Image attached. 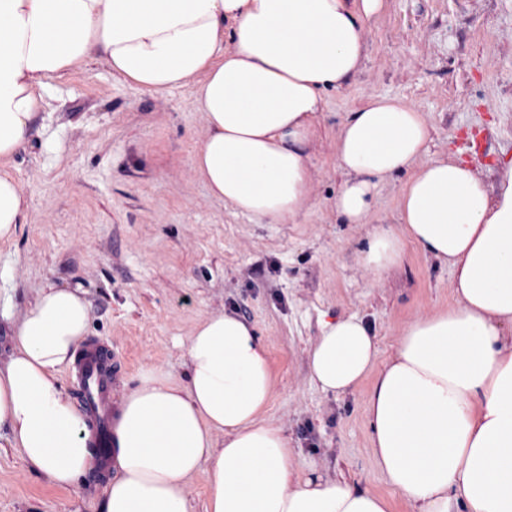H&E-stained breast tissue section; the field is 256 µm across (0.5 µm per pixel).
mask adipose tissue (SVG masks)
Instances as JSON below:
<instances>
[{
	"mask_svg": "<svg viewBox=\"0 0 512 512\" xmlns=\"http://www.w3.org/2000/svg\"><path fill=\"white\" fill-rule=\"evenodd\" d=\"M383 2L0 0V242L29 215L9 165L47 79L92 59L146 91L189 87L207 125L191 165L211 194L268 224L293 221L309 202L322 92L364 70V29ZM431 135L402 99L366 98L336 133L343 181L330 207L368 223L378 186L401 180L398 224L372 237L364 260L387 270L413 242L451 268L453 303L409 324L384 361L362 319L323 321L309 367L335 396L370 381L374 462L412 512H512V158L489 187L463 160L429 158ZM90 318L77 290L46 285L0 365V431L60 488L98 464L58 380ZM273 394L254 328L231 312L203 318L186 379L148 373L121 399L98 512H190L186 485L203 468L206 512H390L377 492L296 474L265 416Z\"/></svg>",
	"mask_w": 512,
	"mask_h": 512,
	"instance_id": "1",
	"label": "adipose tissue"
}]
</instances>
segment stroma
<instances>
[{
	"instance_id": "stroma-1",
	"label": "stroma",
	"mask_w": 512,
	"mask_h": 512,
	"mask_svg": "<svg viewBox=\"0 0 512 512\" xmlns=\"http://www.w3.org/2000/svg\"><path fill=\"white\" fill-rule=\"evenodd\" d=\"M365 36L363 72L325 93L310 204L291 224L237 213L197 178L190 158L207 128L189 88L148 92L99 62L49 80L11 163L32 206L16 239L0 243V362L50 283L81 288L91 305L85 341L110 355L119 397L148 372L185 379L193 328L235 311L268 349L269 414L297 474L317 469L410 512L373 460L370 381L328 395L309 352L324 315H355L388 358L405 326L448 307L452 274L412 243L384 273L363 262L372 236L396 223L400 185L380 187L368 223H342L329 206L342 181L336 132L365 97L397 96L431 122V156L460 154L493 182L498 159L512 157V0H385ZM113 474L100 468L59 488L1 445L0 512H98Z\"/></svg>"
}]
</instances>
